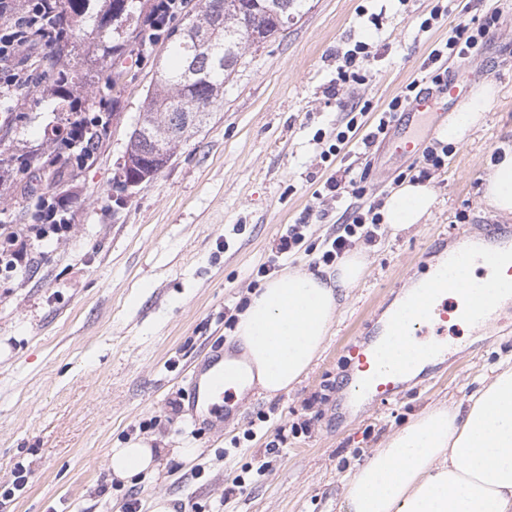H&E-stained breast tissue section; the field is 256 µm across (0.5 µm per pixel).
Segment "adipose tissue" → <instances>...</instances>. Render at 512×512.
Here are the masks:
<instances>
[{
  "instance_id": "obj_1",
  "label": "adipose tissue",
  "mask_w": 512,
  "mask_h": 512,
  "mask_svg": "<svg viewBox=\"0 0 512 512\" xmlns=\"http://www.w3.org/2000/svg\"><path fill=\"white\" fill-rule=\"evenodd\" d=\"M482 85L475 101L449 117L438 137L464 143L493 99ZM484 200L496 215L512 216V152L490 165ZM435 204L433 189L406 183L381 209L393 231L420 223ZM363 251L350 253L335 273L285 271L250 294L235 334L244 346L236 393L258 386L275 395L300 382L323 349L342 293L365 272ZM154 450L139 438L113 449L112 474L128 480L153 470ZM344 512H512V359L471 397L429 410L395 432L361 464L344 493Z\"/></svg>"
}]
</instances>
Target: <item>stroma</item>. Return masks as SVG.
Listing matches in <instances>:
<instances>
[{
    "label": "stroma",
    "instance_id": "1",
    "mask_svg": "<svg viewBox=\"0 0 512 512\" xmlns=\"http://www.w3.org/2000/svg\"><path fill=\"white\" fill-rule=\"evenodd\" d=\"M437 0H306L286 31L246 49L224 102L180 144L152 181L118 192L113 178L152 74L158 49L117 89L109 135L65 195L73 231L38 248L27 270L0 282V512H124L137 500L170 499L175 512H341L357 463L425 409L465 400L512 357V304L486 332L461 329L438 373L360 413L341 409L355 366L347 346L388 302L415 287L417 263L458 226L484 233L483 202L495 149L512 152V0H472L473 13L502 22L476 56L456 61L471 89L496 70V96L472 141L433 173L436 204L409 229L381 227L364 248L368 273L339 309L321 355L302 381L274 396L251 389L224 432L194 428L185 411L196 356L233 345L236 316L286 225L325 212L307 227V251L288 260L314 268L312 247L334 232L342 209L314 196L331 171L321 154L344 128L347 101L380 110L411 79L458 16L421 31ZM367 42L365 81L336 88L345 53ZM370 189L383 197L411 160L387 141L365 148ZM287 442L265 445L279 427ZM146 438L157 470L125 481L107 469L112 449ZM182 448L197 449L192 462ZM25 483H18V476ZM240 490L230 491L234 478Z\"/></svg>",
    "mask_w": 512,
    "mask_h": 512
}]
</instances>
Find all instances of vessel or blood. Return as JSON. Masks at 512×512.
<instances>
[{"mask_svg": "<svg viewBox=\"0 0 512 512\" xmlns=\"http://www.w3.org/2000/svg\"><path fill=\"white\" fill-rule=\"evenodd\" d=\"M437 105L428 95H421L396 122L392 134L399 152L409 153L415 148L411 128L421 120L436 113ZM433 265L418 282L416 291L405 300L403 310L392 314L382 328L366 327L356 343L348 348L360 375L350 383L353 397H366L386 401L397 397L409 372L408 366L400 365L388 370L377 367L382 350L393 340L417 343L427 332H434L432 346L421 352L422 360L438 356L444 347L447 330L462 324H481L488 321L499 299L512 298L511 288L499 289L496 295L487 297L483 308L472 307L467 294L445 278L446 270L454 269L474 259L481 266V276L495 278L499 267L512 265V228L499 226L484 233L482 239H475L468 230H460L454 246L435 245L429 252ZM419 310L417 320H408L405 312ZM241 374V366L224 359L223 352L211 351L195 361L188 373L186 396L188 414L195 423H201L211 430H223L233 419L231 412L221 409L224 385Z\"/></svg>", "mask_w": 512, "mask_h": 512, "instance_id": "vessel-or-blood-1", "label": "vessel or blood"}]
</instances>
